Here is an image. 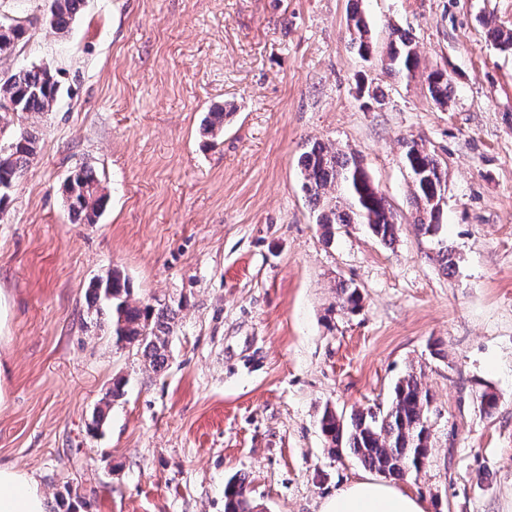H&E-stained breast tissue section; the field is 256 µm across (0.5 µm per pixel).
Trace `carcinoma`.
Listing matches in <instances>:
<instances>
[{
    "instance_id": "carcinoma-1",
    "label": "carcinoma",
    "mask_w": 512,
    "mask_h": 512,
    "mask_svg": "<svg viewBox=\"0 0 512 512\" xmlns=\"http://www.w3.org/2000/svg\"><path fill=\"white\" fill-rule=\"evenodd\" d=\"M82 3L83 0H51L48 25L58 31L68 29ZM348 31L350 43L358 54L371 55L370 30L360 14H351ZM26 34L27 27L20 20L5 26V31L0 33V54L13 50ZM490 38L500 50L512 52L511 31L494 27ZM419 63L413 37L394 29L385 59L387 72L409 79L415 75ZM58 90L55 76L44 67L21 68L6 77L0 76V213L5 209L11 188L34 160L39 141L33 129L9 132L7 128L15 116L35 118L51 111ZM428 91L436 103L445 104L450 93L446 73H430ZM4 102L13 107L2 106ZM231 108L226 103L206 113L203 126L212 139L223 135L224 119L231 115ZM402 162L412 177L416 224L421 232L434 235L440 228L439 203L446 189L443 162L415 140L403 142ZM300 166L302 189L315 206L316 223L326 234H332L338 224H365L382 241L394 240L397 232L394 216L360 160L318 141L302 153ZM67 202L74 217L94 223L105 196L99 193L91 168L82 167L70 174ZM89 310L98 318H110L116 345L135 346L154 369L164 367L175 320L172 306L159 300L152 304L134 298L128 278L113 270L92 282ZM430 404L429 392L415 374L409 373L396 383L390 404L382 410L356 413L347 422L327 408L321 416L320 428L329 443L328 452L340 458L346 450L368 469L389 477L402 478L411 471L418 472L431 448ZM224 512H252L244 482L228 483Z\"/></svg>"
}]
</instances>
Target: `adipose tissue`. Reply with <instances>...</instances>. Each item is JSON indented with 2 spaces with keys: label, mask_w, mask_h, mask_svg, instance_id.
<instances>
[{
  "label": "adipose tissue",
  "mask_w": 512,
  "mask_h": 512,
  "mask_svg": "<svg viewBox=\"0 0 512 512\" xmlns=\"http://www.w3.org/2000/svg\"><path fill=\"white\" fill-rule=\"evenodd\" d=\"M0 512H48V499L31 474L0 465ZM320 512H427V507L413 493L366 476L339 488Z\"/></svg>",
  "instance_id": "ef3b65f1"
}]
</instances>
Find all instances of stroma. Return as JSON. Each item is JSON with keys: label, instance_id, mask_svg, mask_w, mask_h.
<instances>
[{"label": "stroma", "instance_id": "35a3bbf8", "mask_svg": "<svg viewBox=\"0 0 512 512\" xmlns=\"http://www.w3.org/2000/svg\"><path fill=\"white\" fill-rule=\"evenodd\" d=\"M45 7L0 0V22L34 20L0 72L46 66L60 86L0 214V463L73 512H224L233 479L260 512H320L366 473L328 455L324 409L386 407L413 373L432 448L399 487L427 512H512V53L487 37L512 30V0H85L63 33ZM395 28L417 43L408 80L381 64ZM227 103L215 144L200 121ZM407 139L447 165L433 236L414 222ZM316 140L361 159L392 243L363 224L323 236L298 164ZM82 165L106 197L91 224L63 193ZM115 269L178 307L159 371L88 311L89 282ZM348 31L350 43L361 56H369L373 52V45L370 37V30L365 19L358 14L352 12L349 19ZM428 91L437 104H445L450 93V83L446 73L443 71H433L430 73L428 76Z\"/></svg>", "mask_w": 512, "mask_h": 512}]
</instances>
